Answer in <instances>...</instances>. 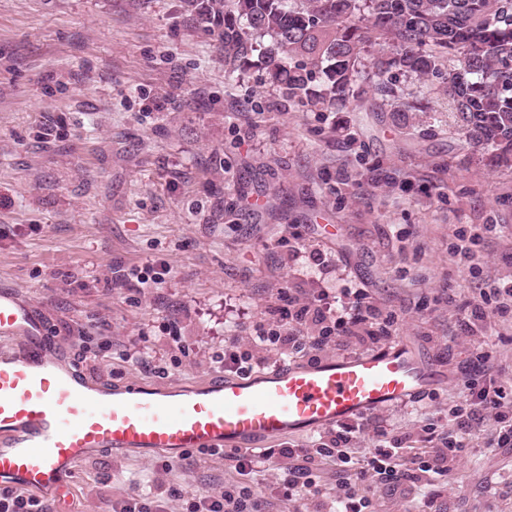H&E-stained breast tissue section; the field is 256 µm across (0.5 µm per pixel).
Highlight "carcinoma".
<instances>
[{"mask_svg": "<svg viewBox=\"0 0 512 512\" xmlns=\"http://www.w3.org/2000/svg\"><path fill=\"white\" fill-rule=\"evenodd\" d=\"M179 2L229 76L255 68L289 101L335 111L365 84L393 95L396 73L439 79L467 143L512 162V0Z\"/></svg>", "mask_w": 512, "mask_h": 512, "instance_id": "cac0c4a2", "label": "carcinoma"}]
</instances>
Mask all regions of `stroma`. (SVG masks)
<instances>
[{
	"label": "stroma",
	"mask_w": 512,
	"mask_h": 512,
	"mask_svg": "<svg viewBox=\"0 0 512 512\" xmlns=\"http://www.w3.org/2000/svg\"><path fill=\"white\" fill-rule=\"evenodd\" d=\"M393 84L415 107L411 127L371 90L312 112L258 72L225 75L178 0H0V285L38 308L91 378L160 387L224 377L214 352L231 338L249 349L283 292L304 301L358 286L441 377L372 420L405 432L440 420L476 346L512 380V318L474 330L461 310L512 281V167L457 133L439 83ZM461 231L475 238L468 263L452 251ZM296 248L325 267L290 260ZM159 262L160 283L128 279ZM129 349L161 371L125 361ZM465 442L421 489L365 472V431L350 470L325 464L318 497L301 501L280 490L286 459L244 478L239 447L98 453L71 475L66 504H46L113 512L136 487L173 486L166 512H189L245 479L258 512H332L345 481L374 512H512V448L493 447L486 423Z\"/></svg>",
	"instance_id": "stroma-1"
}]
</instances>
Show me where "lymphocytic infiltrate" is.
<instances>
[{"label": "lymphocytic infiltrate", "mask_w": 512, "mask_h": 512, "mask_svg": "<svg viewBox=\"0 0 512 512\" xmlns=\"http://www.w3.org/2000/svg\"><path fill=\"white\" fill-rule=\"evenodd\" d=\"M490 315L512 316V282L481 291L479 301L467 307L469 321L476 323ZM396 322V316L384 313L362 288L355 291L353 301L340 306L323 293L302 303L291 299L273 308L267 321L254 326L251 350L239 349L231 342L225 345L217 361L225 370L247 374L263 364L260 352L264 349H273L285 356H310L329 343L351 340L370 351L377 348L381 340L391 337ZM473 356L479 364L478 371L463 377L461 397L448 405L453 432L438 434L433 423L423 425L415 435L400 434L381 426L374 428L378 444L368 464L386 482L397 484L448 474L464 446V435L487 413L493 418L491 433L496 445L512 447V383L502 380L489 351L478 347ZM367 428L370 425L365 418L340 423L320 431L309 448L285 447L278 451L291 458L298 455L303 458L301 465L289 469L284 480L288 498L303 499L317 491V472L321 464L333 462L342 467L349 464L353 443ZM416 437L434 442L433 451L404 457L407 443ZM278 452L268 448L263 457L268 460Z\"/></svg>", "instance_id": "lymphocytic-infiltrate-1"}]
</instances>
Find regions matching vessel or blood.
Instances as JSON below:
<instances>
[{
    "label": "vessel or blood",
    "mask_w": 512,
    "mask_h": 512,
    "mask_svg": "<svg viewBox=\"0 0 512 512\" xmlns=\"http://www.w3.org/2000/svg\"><path fill=\"white\" fill-rule=\"evenodd\" d=\"M439 375L406 345L246 379L109 385L74 365L33 305L0 289V482L62 495L97 452L274 443L415 398Z\"/></svg>",
    "instance_id": "b4317fda"
}]
</instances>
